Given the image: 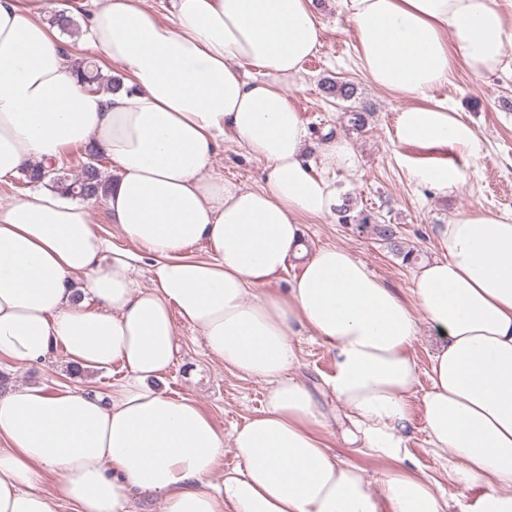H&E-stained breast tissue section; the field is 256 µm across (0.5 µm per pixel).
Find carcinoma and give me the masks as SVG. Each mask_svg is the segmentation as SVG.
Masks as SVG:
<instances>
[{"label":"carcinoma","instance_id":"carcinoma-1","mask_svg":"<svg viewBox=\"0 0 512 512\" xmlns=\"http://www.w3.org/2000/svg\"><path fill=\"white\" fill-rule=\"evenodd\" d=\"M78 73L81 82L93 90L111 91L120 84V81L104 76L101 68L93 60L82 62L79 65ZM323 91L346 101L353 99L356 94L354 85L347 82H330L323 86ZM84 154L87 156V162L82 166L77 177L71 179L56 168L46 169L36 164L25 170L26 183L34 185L46 180L71 197L100 204L108 186V181L102 178L97 166V161L104 156V153L98 149L88 148L84 150ZM336 215L338 216V222L341 224H353L361 233L370 231L383 241L396 243L398 238V227L396 225L381 224L371 214H365L361 211L354 212V207L349 204L347 198L336 208Z\"/></svg>","mask_w":512,"mask_h":512}]
</instances>
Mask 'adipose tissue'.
I'll use <instances>...</instances> for the list:
<instances>
[{
    "mask_svg": "<svg viewBox=\"0 0 512 512\" xmlns=\"http://www.w3.org/2000/svg\"><path fill=\"white\" fill-rule=\"evenodd\" d=\"M94 3L85 41L121 68L114 92L85 88L65 64L45 17L72 13L67 0H0V182L97 146L115 172L107 216L128 247L110 250L90 203L44 184L0 208V359L41 363L60 348L81 368L117 364L123 375L104 396L0 392V512H56L59 497L78 512H131L136 495L163 512H448L437 485L405 464L415 397L450 477L481 486L473 512H512V213L474 207L440 226L445 254L418 266L407 299L336 246L273 287L305 222L336 206L286 92L323 43L313 0H174L168 23L142 0ZM349 9L365 74L411 101L398 140L478 156L473 126L433 93L456 68L481 77L502 64L512 28L501 0ZM228 133L262 163L260 186L207 176ZM200 242L209 258L193 255ZM143 259L146 288L130 275ZM180 320L225 369L267 388L232 435L157 385ZM422 320L440 338L423 393ZM305 333L333 355L325 385L349 442L393 462L380 478L331 451V425L293 374ZM228 443L240 464L217 481ZM43 471L54 494L37 485Z\"/></svg>",
    "mask_w": 512,
    "mask_h": 512,
    "instance_id": "obj_1",
    "label": "adipose tissue"
}]
</instances>
